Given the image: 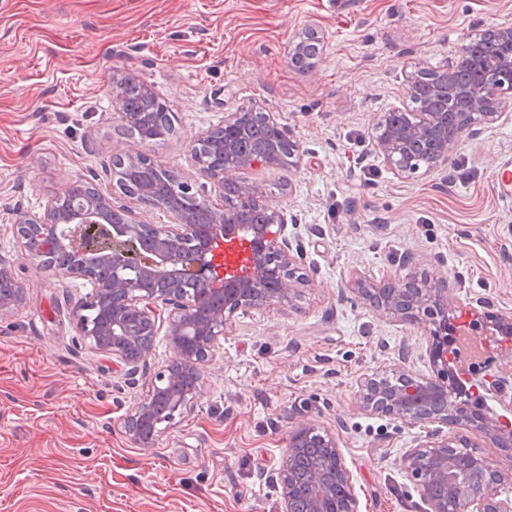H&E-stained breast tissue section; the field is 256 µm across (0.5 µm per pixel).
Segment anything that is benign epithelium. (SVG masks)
Instances as JSON below:
<instances>
[{"mask_svg":"<svg viewBox=\"0 0 512 512\" xmlns=\"http://www.w3.org/2000/svg\"><path fill=\"white\" fill-rule=\"evenodd\" d=\"M471 59L463 48L448 51V60L441 73H453L467 69ZM483 79L466 87L445 88L451 99L452 116L459 134L476 135L475 124L492 125L499 122L504 113L503 106L512 103V56L491 58L483 64ZM241 117L231 112L224 118V139L213 141L205 133L194 141L191 159L202 175L222 186L236 181L238 170L257 162L272 164L270 157L242 158L237 163L226 164L222 169H213L205 162L198 145L205 142L228 154L232 150L233 136L229 132L237 129ZM442 114L436 112H410L408 122L401 125L383 113L376 125L375 149L386 165L396 174L412 173L417 169L414 159L407 151L415 138L435 135L439 130ZM455 140H443L430 162L434 169L448 166V159ZM244 194L262 205L267 213L266 224H243L236 211H230L222 202L209 203L212 214L208 224H194L175 206L163 205L177 218L175 224H165L145 233L146 224L136 214L124 207L112 205V197L95 187L87 194L74 198L68 192L58 194L43 213L34 218L25 217L16 222L12 232L19 248L33 252L37 246L38 256L44 264L66 278L83 279L93 285V293L87 305L100 313L95 322L77 318L81 336L97 350L107 353L116 361L135 367L147 359L154 347L155 336L161 325L162 306H171L168 317L167 337L174 357L157 374V384L136 405L124 420V432L142 447L154 446L161 436L155 427L154 395L167 402V418L186 413L202 392L200 366L211 360L215 348L224 337L229 317L242 307L262 308L271 302L286 303L294 292L296 264L295 254L288 239L273 235L271 225H285L282 210L269 204L255 186L242 187ZM73 227L71 240L75 243L71 264L56 268L52 257L56 251L66 248L56 235L62 226ZM253 239V270L245 278L224 283V292L219 296L222 306L209 308L211 297L190 295L184 284L193 271L201 272L217 263L224 262V253L214 245H225L241 234ZM93 253L96 259L111 270L106 281L97 278L96 270L86 264L84 255ZM0 278L14 282L13 294L0 297V317L20 307L25 300L23 288L15 282L12 265L0 259ZM448 279L436 276L427 281V286L399 292L392 297L384 309L405 319L419 317L422 304H431L429 324L433 326L430 357L437 377L418 383L417 390L408 394L397 391L375 390L373 381H368L366 391L371 397L363 401V408L374 413L409 419L417 423L445 422L450 425H470L484 432L490 442L502 448L506 457L512 458V438L505 445L499 444V430L488 419L461 414L448 405L440 411L429 407L432 399L448 390V341H439L442 333L455 332V318L450 315L453 305L460 299L448 298ZM135 315L143 323V334L138 342L143 345L142 356L132 360L127 356L125 344L133 337L124 335L125 320ZM494 327L499 336L512 335V309H502L494 315ZM322 439L330 449L334 463L333 482L314 473L310 484L315 488L310 512H358L359 503L353 491L352 474L343 462L336 437L321 434L315 428L299 424L290 431L289 448L277 471L275 482L281 491L282 512H291L292 486L294 482V456L298 445L313 436ZM454 438L446 437L424 444V449L415 448L403 458V465L415 477H421V466L425 458L432 461V477L444 483H454L457 474L455 461L449 453ZM421 492L429 506V512H512V502L497 499L491 487L478 490L461 489L454 500L453 509H448V500L433 497L428 483L420 481Z\"/></svg>","mask_w":512,"mask_h":512,"instance_id":"7a95c632","label":"benign epithelium"}]
</instances>
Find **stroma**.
<instances>
[{"instance_id":"obj_1","label":"stroma","mask_w":512,"mask_h":512,"mask_svg":"<svg viewBox=\"0 0 512 512\" xmlns=\"http://www.w3.org/2000/svg\"><path fill=\"white\" fill-rule=\"evenodd\" d=\"M506 22L512 0H0V258L26 292L0 318V512H281L274 477L301 421L336 436L360 512H425L402 457L435 434L511 463L476 429L363 409V379L436 369L427 326L352 288L438 275L466 296L463 319L482 302L512 308V200L494 186L512 162V115L459 137L441 173L398 177L372 146L380 115L412 109L410 71ZM311 34L320 52L297 70L291 49ZM117 73L169 102L174 136L123 135ZM254 106L298 151L237 179L284 210L299 280L288 304L233 314L194 410L144 448L123 421L173 356L166 334L133 372L96 350L76 327L91 284L21 254L9 223L79 179L145 223H174L120 193L113 156L149 154L218 201L191 146Z\"/></svg>"}]
</instances>
